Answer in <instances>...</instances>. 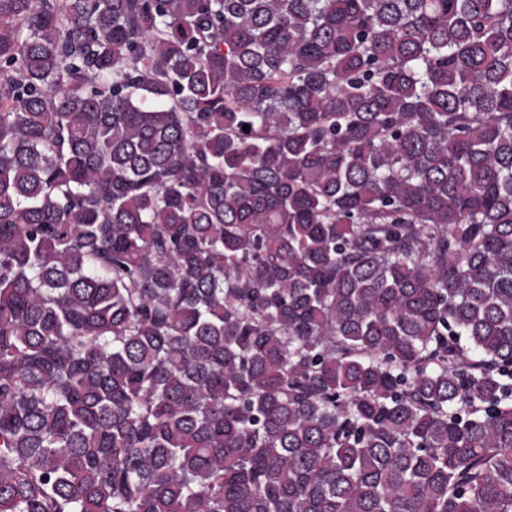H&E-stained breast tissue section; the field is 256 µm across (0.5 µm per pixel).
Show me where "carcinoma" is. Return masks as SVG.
<instances>
[{
	"instance_id": "obj_1",
	"label": "carcinoma",
	"mask_w": 512,
	"mask_h": 512,
	"mask_svg": "<svg viewBox=\"0 0 512 512\" xmlns=\"http://www.w3.org/2000/svg\"><path fill=\"white\" fill-rule=\"evenodd\" d=\"M0 512H512V0H0Z\"/></svg>"
}]
</instances>
